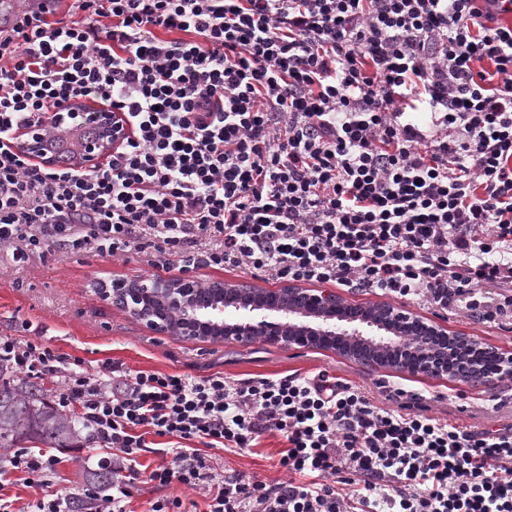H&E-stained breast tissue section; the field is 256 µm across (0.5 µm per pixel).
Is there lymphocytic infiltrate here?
I'll use <instances>...</instances> for the list:
<instances>
[{"instance_id":"f902f5d3","label":"lymphocytic infiltrate","mask_w":512,"mask_h":512,"mask_svg":"<svg viewBox=\"0 0 512 512\" xmlns=\"http://www.w3.org/2000/svg\"><path fill=\"white\" fill-rule=\"evenodd\" d=\"M23 2L0 11V247L15 264L92 245L443 309H479L495 287L496 312L512 308V29L477 0H73L68 19ZM80 99L130 129L88 170L55 148L61 120L81 128ZM31 127L55 165L22 152ZM0 365L60 378L59 407L111 450L85 512H123L150 434L173 460L149 482L204 490L208 512H349L344 485L358 512H512V426L381 408L323 373L92 375L10 336ZM267 434L286 442L287 480L219 476L201 453ZM59 462L18 448L0 472L43 487Z\"/></svg>"}]
</instances>
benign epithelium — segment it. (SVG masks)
<instances>
[{
	"instance_id": "1",
	"label": "benign epithelium",
	"mask_w": 512,
	"mask_h": 512,
	"mask_svg": "<svg viewBox=\"0 0 512 512\" xmlns=\"http://www.w3.org/2000/svg\"><path fill=\"white\" fill-rule=\"evenodd\" d=\"M97 128L95 138L82 142L78 165L90 168L112 151L126 134L118 117L106 110L83 112ZM23 147L49 166L41 135L28 130ZM112 305L129 311L152 333H174L189 338H219L240 344L260 336L284 349H332L340 346L353 360L372 365L365 347L384 344L396 353L401 369L412 376H452L444 326L390 304L345 306L330 288H300L285 284L261 289L248 283L211 280L201 285L192 277L114 278L102 292ZM421 341L418 351L405 348L402 337ZM512 378V356L498 353L495 367L478 373L474 388H494Z\"/></svg>"
}]
</instances>
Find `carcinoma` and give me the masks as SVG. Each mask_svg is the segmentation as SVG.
I'll return each mask as SVG.
<instances>
[{"mask_svg":"<svg viewBox=\"0 0 512 512\" xmlns=\"http://www.w3.org/2000/svg\"><path fill=\"white\" fill-rule=\"evenodd\" d=\"M495 354L487 351L470 360V367L456 372L463 379L481 366L490 368ZM78 434L75 422L63 415L40 381L16 380L0 366V447L20 448L37 442L47 448H69Z\"/></svg>","mask_w":512,"mask_h":512,"instance_id":"obj_1","label":"carcinoma"}]
</instances>
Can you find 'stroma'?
<instances>
[{
    "mask_svg": "<svg viewBox=\"0 0 512 512\" xmlns=\"http://www.w3.org/2000/svg\"><path fill=\"white\" fill-rule=\"evenodd\" d=\"M178 264L153 268L145 255L130 252L119 257L81 251L51 250L33 256L29 264L15 268L12 252L0 248V336H14L50 346L57 354L78 357L88 372H97L102 361L114 359L128 369L156 370L205 376L223 372L229 381L257 375L275 377L293 372L312 377L318 373L339 378L364 391L380 407L394 408L390 390L402 388L421 395L430 416L462 430L500 428L512 424V381L494 389L478 390L469 384L428 375L411 376L393 369L368 367L333 350L288 351L255 339L239 345L203 341L182 336L149 333L126 311L113 307L94 290L97 279L179 276ZM402 307L440 322L450 332L474 337L512 353V313L484 319L457 301L442 310L428 306L422 298L405 299ZM284 443L278 436H263L255 448L224 452L209 450L216 474L236 471L268 481L285 479L278 465ZM60 462L50 489L26 487L20 472L7 474L0 492L9 497L14 512L51 491L79 495L90 471L111 460L110 450L98 444L60 448Z\"/></svg>",
    "mask_w": 512,
    "mask_h": 512,
    "instance_id": "stroma-1",
    "label": "stroma"
}]
</instances>
